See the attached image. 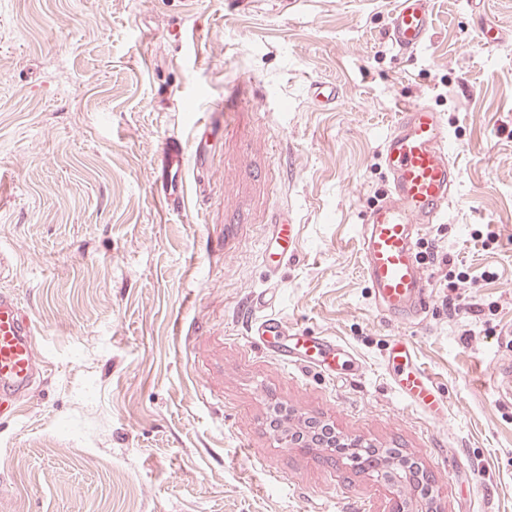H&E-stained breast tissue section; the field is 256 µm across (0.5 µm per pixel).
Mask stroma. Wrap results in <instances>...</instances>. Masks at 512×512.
Returning a JSON list of instances; mask_svg holds the SVG:
<instances>
[{"mask_svg": "<svg viewBox=\"0 0 512 512\" xmlns=\"http://www.w3.org/2000/svg\"><path fill=\"white\" fill-rule=\"evenodd\" d=\"M434 36L399 57L395 0H0V291L35 322L41 374L0 419V512H392L412 497L272 432L273 406L399 448L433 474L420 512H512V0H430ZM505 33L479 41V15ZM313 79L339 98L315 108ZM439 112L460 172L435 243L470 280L430 281L415 322L381 316L363 277L364 212L387 189L401 106ZM224 108L186 208L152 189L164 140ZM300 226L269 275L277 211ZM492 225L482 246L474 231ZM494 279L481 280L485 270ZM273 295L358 372L283 366L249 334ZM414 343L448 406L406 404L383 363Z\"/></svg>", "mask_w": 512, "mask_h": 512, "instance_id": "35a3bbf8", "label": "stroma"}]
</instances>
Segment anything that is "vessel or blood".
Wrapping results in <instances>:
<instances>
[{
    "label": "vessel or blood",
    "mask_w": 512,
    "mask_h": 512,
    "mask_svg": "<svg viewBox=\"0 0 512 512\" xmlns=\"http://www.w3.org/2000/svg\"><path fill=\"white\" fill-rule=\"evenodd\" d=\"M433 29L429 0H398L391 15L388 39L399 54L425 48ZM311 100L321 107L335 105V85L312 82ZM204 164L206 143L194 150L171 136L165 139L155 163L154 192L168 209L183 211L182 171L187 154ZM381 156L389 188L385 197L362 218L360 237L363 275L372 288L378 311L403 322L417 319L429 298V280L418 259V237L446 213L459 172L448 151V129L440 114L422 104L405 106L383 140ZM273 239L284 240L281 256L297 251L300 227L293 220L276 219ZM254 340L274 353L284 366L335 371L353 366L351 351L335 338L308 332L292 334L278 316L260 319L251 330ZM36 328L17 297L0 291V416L18 412V401L28 395L38 373ZM386 366L399 394L430 416L443 413L436 386L420 363L413 343L395 340Z\"/></svg>",
    "instance_id": "obj_1"
}]
</instances>
